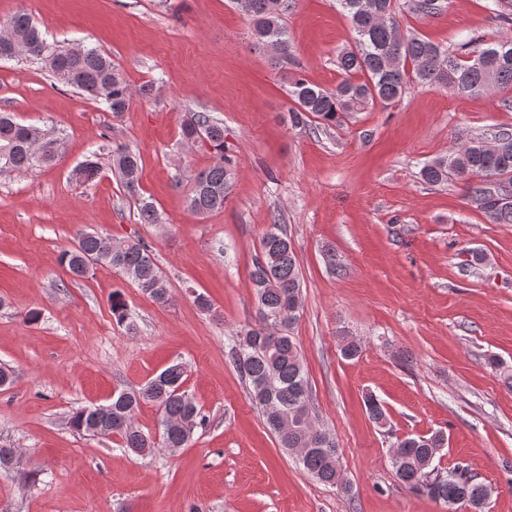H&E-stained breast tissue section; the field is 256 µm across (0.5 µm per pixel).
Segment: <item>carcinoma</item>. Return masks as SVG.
<instances>
[{"instance_id": "cac0c4a2", "label": "carcinoma", "mask_w": 512, "mask_h": 512, "mask_svg": "<svg viewBox=\"0 0 512 512\" xmlns=\"http://www.w3.org/2000/svg\"><path fill=\"white\" fill-rule=\"evenodd\" d=\"M396 0H336V8L349 19L353 43L337 55V67L344 79L334 89L323 88L297 73L289 79L288 94L294 106L288 109L294 127L317 121L325 127L343 124L351 112L379 104L388 107L400 100L413 81L457 93L481 94L491 87L512 86V39L486 45L478 36H469L460 51H450L424 37L401 32ZM236 7L250 21L256 46L272 54L278 62L292 64V46L283 23V0H235ZM438 0H411L416 14L434 15ZM0 53L15 49L14 57H24L50 72L63 83L80 90L88 98L106 106L115 116L130 108L133 90L112 58L95 47L76 51L50 42L30 15L18 12L0 20ZM203 134L217 161L194 179L188 197L190 209L207 214L224 207L236 178L234 159L224 151V125L197 112L181 125V136L190 141ZM488 144L484 138L468 141L459 149L426 162L420 169L428 184L448 182L453 177L465 183L468 195L493 224H512V191L504 178L512 180V132L495 134ZM64 155L63 139L52 128L23 125L8 112H0V173L28 172L52 165ZM139 154L123 145L113 149V167L120 173L128 194L139 188ZM97 153L93 152L76 168L82 182L99 174ZM108 267L133 283L144 295L165 305L171 301L162 271L150 246L142 240L117 243L97 231L82 232L77 245L61 255V262L75 278H83L90 268L87 259ZM250 279L257 301L254 325L237 333L229 360L248 381L251 399L280 447L296 456L300 465L320 482L342 485L340 457L334 438L315 425L311 390L301 351L292 336L303 308L302 276L292 242L279 224L260 241ZM112 315L121 324L128 319L123 294L115 290ZM185 367L179 362L167 366L137 391L117 389L102 407H83L72 412L70 427L86 436L116 435L120 447L142 456L155 447L151 435L134 423V414L143 401L161 413V442L166 448H182L207 416L183 390ZM369 418L378 426L387 424L381 402L365 396ZM446 438L440 432L406 437L395 444L392 467L399 481L411 491H420L441 502L448 512L468 507L483 512L495 487L477 481L464 466L443 471L434 465Z\"/></svg>"}]
</instances>
